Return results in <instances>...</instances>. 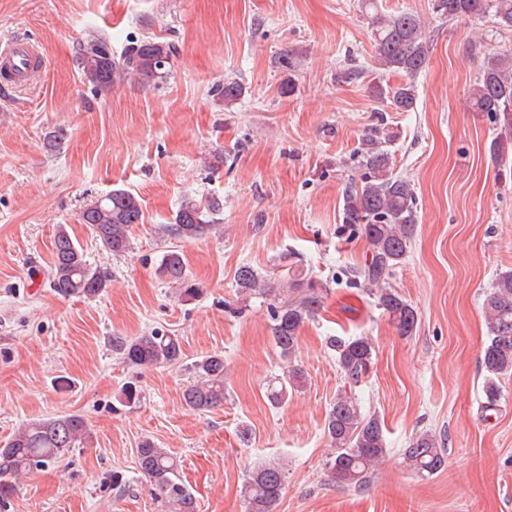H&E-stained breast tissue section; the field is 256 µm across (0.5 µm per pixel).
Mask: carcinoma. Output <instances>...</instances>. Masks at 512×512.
Returning <instances> with one entry per match:
<instances>
[{"mask_svg":"<svg viewBox=\"0 0 512 512\" xmlns=\"http://www.w3.org/2000/svg\"><path fill=\"white\" fill-rule=\"evenodd\" d=\"M370 14L374 59L378 79L370 85L372 96L388 100L398 112L414 110L417 101L416 79L426 67L428 47L424 22L410 10L381 13L378 0H362ZM433 8L441 18H483L490 16L502 29H512V0H434ZM176 52L173 44L140 40L130 43L120 58L112 56L108 37L91 34L76 45V61L84 81L97 92H107L128 75L150 83L167 74L158 58L170 60ZM398 75L403 81L390 85L385 76ZM468 106L473 112L490 117L500 128L489 147L498 162L512 145V51L488 55L480 76L469 89ZM397 139L393 128L381 123L366 129L356 149L354 163L359 179H351L343 192L342 221L350 231L365 237L368 250L364 263L347 270L349 282L367 289L383 309L401 336L416 330V309L389 284L394 271L410 251L419 222L415 190L409 180L394 172L390 146ZM224 209L219 198L201 204L185 199L174 222L162 226V233L183 241L202 237L215 228V216ZM82 223L108 250L121 254L129 250L130 232L143 221L139 195L122 188L91 201L81 213ZM290 265L283 288H271L265 276L244 264L235 273V286L244 298L259 296L270 301L272 338L281 357L292 359L304 324L322 307L326 286L298 268L292 256H283ZM160 271L178 286L179 300L189 302L201 289L186 277L182 254L167 251ZM107 273L91 267L65 228L57 229L53 240L49 286L63 297L95 298L108 286ZM488 341L483 352L486 397L489 405L497 402L496 379L512 374V271L496 274L491 290L483 301ZM112 353L134 369L175 365L183 359L180 337L153 329L139 336H114ZM327 346L336 353V365L344 386L336 394L325 420V434L333 448L327 461L331 479L344 484L361 485L367 474L388 454L384 424L375 415L362 411L356 388L367 375L374 347L364 336H330ZM196 380L182 393L184 404L193 410H209L224 403V355L202 357L193 365ZM305 381L301 368L288 371L269 381L268 399L280 407L288 401V390H298ZM91 437L86 419L64 413L28 422L0 443V499L17 492L20 476L60 462L76 448H83ZM403 462L413 472L433 475L446 462V448L436 435L422 432L402 449ZM140 472L149 479L165 503L168 512H196L191 489L179 475V463L167 449L152 439H143L137 448ZM286 471L279 464H265L248 473L243 484L247 512H276L285 488Z\"/></svg>","mask_w":512,"mask_h":512,"instance_id":"1","label":"carcinoma"}]
</instances>
